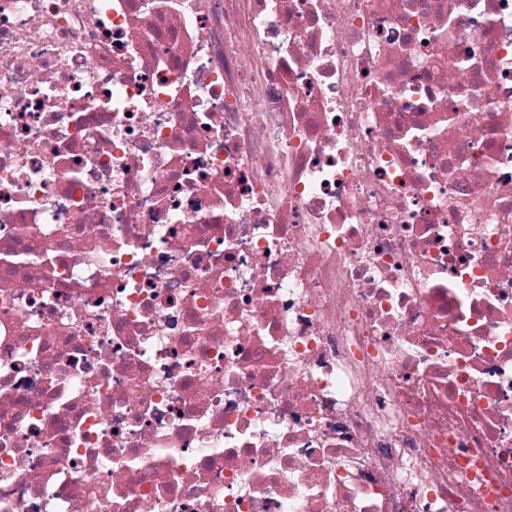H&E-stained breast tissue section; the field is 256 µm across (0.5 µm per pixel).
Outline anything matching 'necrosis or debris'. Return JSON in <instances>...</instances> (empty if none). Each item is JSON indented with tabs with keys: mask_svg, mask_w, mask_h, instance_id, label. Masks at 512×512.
Listing matches in <instances>:
<instances>
[{
	"mask_svg": "<svg viewBox=\"0 0 512 512\" xmlns=\"http://www.w3.org/2000/svg\"><path fill=\"white\" fill-rule=\"evenodd\" d=\"M0 512H512V0H0Z\"/></svg>",
	"mask_w": 512,
	"mask_h": 512,
	"instance_id": "necrosis-or-debris-1",
	"label": "necrosis or debris"
}]
</instances>
